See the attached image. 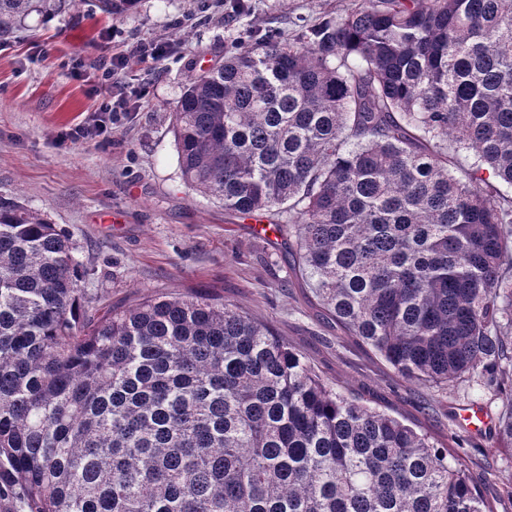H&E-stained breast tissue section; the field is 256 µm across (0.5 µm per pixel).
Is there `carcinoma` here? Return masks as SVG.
<instances>
[{
	"label": "carcinoma",
	"mask_w": 512,
	"mask_h": 512,
	"mask_svg": "<svg viewBox=\"0 0 512 512\" xmlns=\"http://www.w3.org/2000/svg\"><path fill=\"white\" fill-rule=\"evenodd\" d=\"M61 4L0 0V43ZM172 129L184 183L266 217L255 237L404 379H512V0H354L252 38L188 77ZM75 250L0 197L8 512H491L427 435L239 306H104ZM495 428L512 450V401Z\"/></svg>",
	"instance_id": "obj_1"
}]
</instances>
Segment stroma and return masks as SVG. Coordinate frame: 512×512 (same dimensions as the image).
Returning a JSON list of instances; mask_svg holds the SVG:
<instances>
[{
	"instance_id": "1",
	"label": "stroma",
	"mask_w": 512,
	"mask_h": 512,
	"mask_svg": "<svg viewBox=\"0 0 512 512\" xmlns=\"http://www.w3.org/2000/svg\"><path fill=\"white\" fill-rule=\"evenodd\" d=\"M96 2L31 14L0 46V196L20 197L71 233L88 272L82 286L102 303L206 291L236 304L334 388L427 434L474 476L494 468L482 497L491 512H512V452L498 447L493 425L473 434L454 419L473 398L496 415L512 392L462 382L438 393L403 379L328 322L291 274L285 247L255 239L250 221L180 177L170 114L190 71L222 65L252 33L275 30L292 40L300 25L339 14L352 0H248L244 16L218 4L202 9L200 0H141L123 17L102 13ZM155 37L171 40L170 54L127 75L130 85L148 90L140 110L109 141L61 147V132L100 115V64L128 43Z\"/></svg>"
}]
</instances>
